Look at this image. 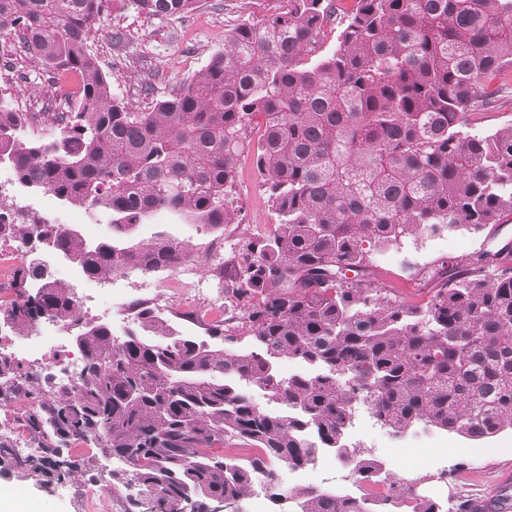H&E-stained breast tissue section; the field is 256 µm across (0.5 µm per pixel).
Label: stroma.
<instances>
[{
    "label": "stroma",
    "mask_w": 512,
    "mask_h": 512,
    "mask_svg": "<svg viewBox=\"0 0 512 512\" xmlns=\"http://www.w3.org/2000/svg\"><path fill=\"white\" fill-rule=\"evenodd\" d=\"M277 0H200L198 9L182 19L151 17L115 4L111 16L92 33L88 43L102 70L112 77V91L135 109L148 106L151 99L169 94L190 80L209 62L212 54L224 47V35L245 20L259 21L276 10ZM123 29L129 41L116 50L112 29ZM25 79H18V72ZM21 71L0 65V93L12 96L15 104L29 112L43 111L52 97L48 79L34 63L23 61ZM150 77L152 95L141 90L143 77ZM235 203L241 210V224L224 230V251L232 253L244 235L269 228L275 216L268 194L260 185L251 156L239 162ZM163 231L177 240L190 243L204 252L210 242L195 224H174L165 213H157L150 223L137 225L136 239L147 240ZM512 244V217L503 223L474 233L467 230L440 231L423 237H408L399 243L371 248L367 262L371 277L393 288L401 300L421 304L428 301L432 284L429 275L441 263H466L486 251ZM353 439L364 454L381 458L390 448H420L423 458L409 475L397 476L399 484L421 494L437 485L440 473L448 475L447 493H436L434 501L456 506L466 497L496 498L512 489V431L474 441L422 424L401 436L384 427L372 426L353 431ZM452 452L450 464L437 462L438 449ZM72 459L92 470L91 475L75 474L63 482H50L30 471L0 466V490L19 498L25 512H128V499L114 486L112 474L123 467L121 459L102 454L100 449L81 450L71 446ZM97 484L100 502H93L87 490Z\"/></svg>",
    "instance_id": "1"
}]
</instances>
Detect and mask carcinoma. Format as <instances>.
<instances>
[{
  "mask_svg": "<svg viewBox=\"0 0 512 512\" xmlns=\"http://www.w3.org/2000/svg\"><path fill=\"white\" fill-rule=\"evenodd\" d=\"M284 2L240 23L204 69L135 111L89 49L112 0H0V46L43 66L55 104L20 112L0 96V162L26 189L112 224V237L91 244L1 199L0 237L46 246L92 278L174 271L197 259L193 250L164 234L137 242L134 228L158 210L220 232L239 223L229 203L246 151L277 219L209 266L234 314L206 324L220 346L172 331L142 303L132 305L137 330L118 339L108 324L80 322L70 290L39 262L20 265L0 316L17 335L43 316L79 323L83 383L54 393L0 358V404L41 397L25 420L41 454L22 457L0 439V463L60 482L77 465L61 448L89 437L127 459L131 478L114 479L137 487L134 508L147 495L155 512H210L221 499L240 512L257 479L276 487L267 461L301 467L318 446L355 458V476L381 479L376 459L343 443L355 398L396 435L420 422L471 440L512 429V246L451 276L434 271L421 306L371 279L363 248L480 232L512 213V123L472 132L512 94V0H355L336 49L316 59L333 0ZM197 3L127 0L175 19ZM36 122L58 133L15 136ZM281 358L308 370L284 378ZM249 388L283 411L261 410ZM226 439L261 454L215 452ZM273 497L296 512H403L408 494Z\"/></svg>",
  "mask_w": 512,
  "mask_h": 512,
  "instance_id": "carcinoma-1",
  "label": "carcinoma"
}]
</instances>
